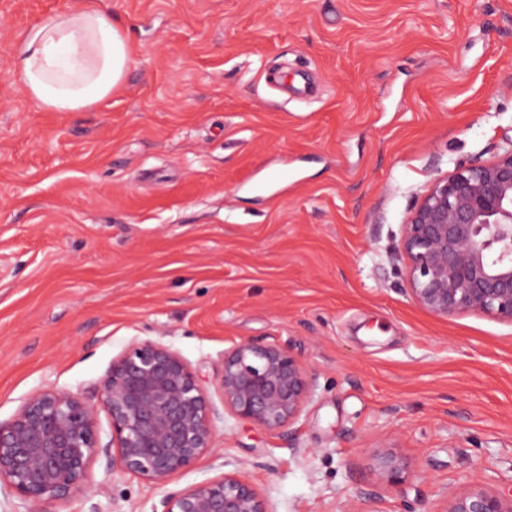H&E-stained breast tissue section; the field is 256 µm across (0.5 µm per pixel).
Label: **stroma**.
Masks as SVG:
<instances>
[{
  "mask_svg": "<svg viewBox=\"0 0 512 512\" xmlns=\"http://www.w3.org/2000/svg\"><path fill=\"white\" fill-rule=\"evenodd\" d=\"M70 2L0 0V419L49 386L99 406L113 358L153 339L202 378L217 436L161 484L97 461L50 512H153L227 473L273 512L512 491V325L422 310L396 256L431 181L512 138V0H112L122 87L45 112L12 50ZM242 341L314 378L280 431L224 407ZM383 450L410 461L397 484ZM374 469L381 479L397 482L407 469L405 458L393 451L378 453L374 458Z\"/></svg>",
  "mask_w": 512,
  "mask_h": 512,
  "instance_id": "obj_1",
  "label": "stroma"
}]
</instances>
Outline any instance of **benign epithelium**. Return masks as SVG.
Masks as SVG:
<instances>
[{
  "mask_svg": "<svg viewBox=\"0 0 512 512\" xmlns=\"http://www.w3.org/2000/svg\"><path fill=\"white\" fill-rule=\"evenodd\" d=\"M408 297L438 317L483 314L512 324V144L487 163L460 165L427 186L403 224L398 247ZM224 406L270 430L294 422L313 379L286 351L244 341L224 351L217 370ZM111 426L101 444L98 409L64 389L31 393L0 421V492L26 512L70 501L89 489L92 466L161 483L212 448L214 407L179 353L156 340L112 360L100 386ZM378 476L397 482L405 458H374ZM162 512H270L254 485L225 474L167 495ZM444 512H512V493H446Z\"/></svg>",
  "mask_w": 512,
  "mask_h": 512,
  "instance_id": "benign-epithelium-1",
  "label": "benign epithelium"
}]
</instances>
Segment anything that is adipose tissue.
Returning a JSON list of instances; mask_svg holds the SVG:
<instances>
[{"label":"adipose tissue","instance_id":"1","mask_svg":"<svg viewBox=\"0 0 512 512\" xmlns=\"http://www.w3.org/2000/svg\"><path fill=\"white\" fill-rule=\"evenodd\" d=\"M131 62L126 28L93 0H74L25 31L14 49L29 98L47 112L96 107L123 84Z\"/></svg>","mask_w":512,"mask_h":512}]
</instances>
